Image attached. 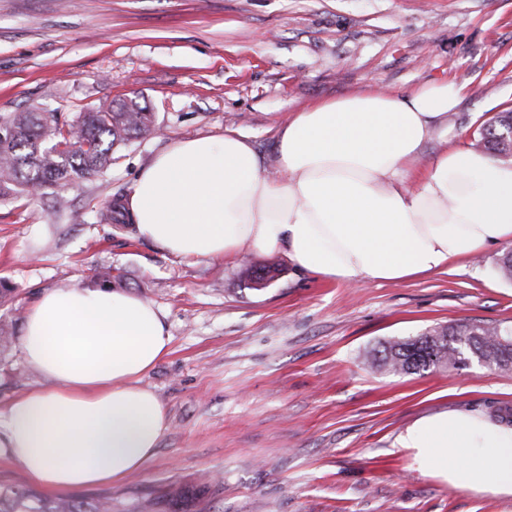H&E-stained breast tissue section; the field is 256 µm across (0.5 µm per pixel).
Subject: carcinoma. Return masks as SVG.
<instances>
[{
	"label": "carcinoma",
	"instance_id": "carcinoma-1",
	"mask_svg": "<svg viewBox=\"0 0 512 512\" xmlns=\"http://www.w3.org/2000/svg\"><path fill=\"white\" fill-rule=\"evenodd\" d=\"M154 129L153 113L133 100L87 108L63 123L48 112L0 114V201L50 196L59 212L64 202L58 188L105 174L114 147ZM473 146L511 158L512 110L482 125ZM473 361L512 371V325L470 319L434 327L381 344L372 365L410 375ZM0 512H112V497L48 499L17 484L0 490Z\"/></svg>",
	"mask_w": 512,
	"mask_h": 512
}]
</instances>
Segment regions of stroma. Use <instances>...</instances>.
<instances>
[{
  "instance_id": "obj_1",
  "label": "stroma",
  "mask_w": 512,
  "mask_h": 512,
  "mask_svg": "<svg viewBox=\"0 0 512 512\" xmlns=\"http://www.w3.org/2000/svg\"><path fill=\"white\" fill-rule=\"evenodd\" d=\"M462 87L449 133L471 146L483 123L512 109V0H0V113L55 112L136 99L153 133L117 147L102 177L63 187L62 211L39 197L0 202V409L49 388L24 361L28 306L47 288L99 285L164 313L170 351L143 383L169 428L141 471L80 490L116 512H512L415 471L399 438L450 409L512 407V371L476 364L394 375L369 357L386 341L463 319L512 325L502 247L457 268L350 286L298 270L280 252L199 262L171 256L134 225L96 213L126 196L171 142L237 130L276 170L278 126L312 103L366 86ZM276 265L248 288L243 265Z\"/></svg>"
}]
</instances>
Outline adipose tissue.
I'll return each mask as SVG.
<instances>
[{"instance_id": "ef3b65f1", "label": "adipose tissue", "mask_w": 512, "mask_h": 512, "mask_svg": "<svg viewBox=\"0 0 512 512\" xmlns=\"http://www.w3.org/2000/svg\"><path fill=\"white\" fill-rule=\"evenodd\" d=\"M462 90L374 87L293 112L276 139L277 176L247 137L173 141L123 202L138 234L170 255L209 261L270 251L348 284L445 271L512 243V163L462 145L419 166ZM161 311L140 298L74 285L27 310L26 363L53 385L0 411V455L31 483L68 493L119 483L156 454L169 420L142 378L169 351ZM420 474L512 500V427L448 410L401 438Z\"/></svg>"}]
</instances>
